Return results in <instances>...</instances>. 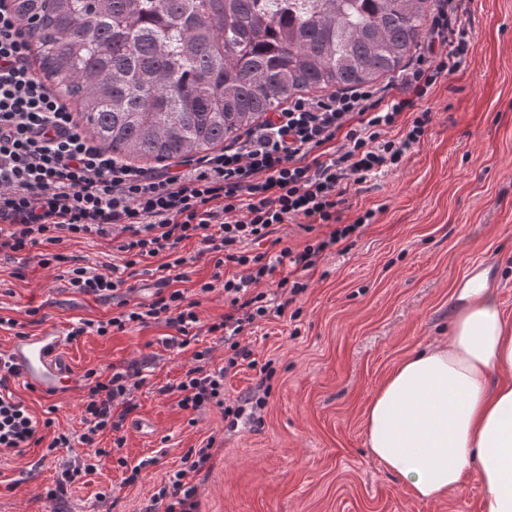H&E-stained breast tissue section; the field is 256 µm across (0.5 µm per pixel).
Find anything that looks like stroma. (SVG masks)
Masks as SVG:
<instances>
[{
	"label": "stroma",
	"instance_id": "35a3bbf8",
	"mask_svg": "<svg viewBox=\"0 0 512 512\" xmlns=\"http://www.w3.org/2000/svg\"><path fill=\"white\" fill-rule=\"evenodd\" d=\"M464 21L474 43L469 65L421 101L432 121L420 144L399 169L348 194L343 223L369 209L372 223L348 249L323 252L313 270L285 261L261 283L272 298L284 278L308 287L285 315L244 336L252 359L224 381L235 414L184 410L176 396L159 392L192 367L195 351L210 349L212 366L221 367L228 350L220 334L173 349L164 340L174 330L159 321L66 341L77 375L132 363L142 370L136 411L99 442L109 448L123 437L126 464L82 474L50 502L60 463L81 461L82 444L2 449L0 512H148L187 451L211 436L212 459L193 478L199 512H479L483 490L474 472L450 495L416 499L370 455L364 427L384 378L410 354L447 341L459 284L473 265H485L512 314V0H470ZM115 309L66 288L57 269L41 266L39 249L0 252V316L26 323L29 333L67 331ZM10 389L37 418L54 408L46 439L57 430L82 433L81 393L45 397L17 379ZM135 466L139 478L126 484Z\"/></svg>",
	"mask_w": 512,
	"mask_h": 512
}]
</instances>
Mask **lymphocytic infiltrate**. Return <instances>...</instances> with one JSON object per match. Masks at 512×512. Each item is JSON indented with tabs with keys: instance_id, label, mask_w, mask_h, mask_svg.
I'll return each instance as SVG.
<instances>
[{
	"instance_id": "obj_1",
	"label": "lymphocytic infiltrate",
	"mask_w": 512,
	"mask_h": 512,
	"mask_svg": "<svg viewBox=\"0 0 512 512\" xmlns=\"http://www.w3.org/2000/svg\"><path fill=\"white\" fill-rule=\"evenodd\" d=\"M466 2L436 0L426 40L389 86L297 98L224 149L146 169L117 162L58 103L30 62L28 27L0 0V250L46 247L43 265L65 266L68 287L98 300L113 299L126 279L153 277L157 291L151 301H120L111 317L79 322L68 338L109 336L161 319L176 331L170 345L182 349L201 330L222 332L232 357L216 369L209 365L208 351L195 352L194 366L174 391L185 410L223 406L225 377L249 355L241 337L288 307L252 290L276 270L259 245L280 243L282 226L297 219L307 232L329 225L328 237L288 257L295 268L308 271L320 253L371 222L375 213L369 210L354 223H342L346 194L372 176L399 169L420 143L431 112L417 110V102L469 63L473 42L463 21ZM439 44L444 52H436ZM406 112L412 118L404 123L400 117ZM93 234L113 241L121 255L108 272L70 264L55 250ZM186 242L196 243L199 254L210 255L214 264L210 281L199 291L222 284L229 309L220 322L203 325L198 301L179 287L187 262L179 248ZM229 265L236 269L230 277ZM16 376L13 365L0 359V449L21 454L38 443L41 426L53 421L37 420L11 392ZM140 384L133 365L105 378L93 369L85 372L80 440L89 452L81 463L63 466L57 494L110 457L97 438L122 428L137 407L134 393ZM211 458L210 446L189 449L184 469L153 494V512H198L196 489L186 478L200 473Z\"/></svg>"
}]
</instances>
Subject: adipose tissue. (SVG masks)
Here are the masks:
<instances>
[{
    "label": "adipose tissue",
    "mask_w": 512,
    "mask_h": 512,
    "mask_svg": "<svg viewBox=\"0 0 512 512\" xmlns=\"http://www.w3.org/2000/svg\"><path fill=\"white\" fill-rule=\"evenodd\" d=\"M460 299L447 343L403 360L370 399L367 444L423 500L477 465L481 512H512V318L493 289Z\"/></svg>",
    "instance_id": "ef3b65f1"
}]
</instances>
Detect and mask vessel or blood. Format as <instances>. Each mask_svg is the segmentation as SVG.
I'll list each match as a JSON object with an SVG mask.
<instances>
[{
  "label": "vessel or blood",
  "instance_id": "1",
  "mask_svg": "<svg viewBox=\"0 0 512 512\" xmlns=\"http://www.w3.org/2000/svg\"><path fill=\"white\" fill-rule=\"evenodd\" d=\"M64 342L57 329L17 338L8 353L22 383L46 397L77 390L79 381L62 352Z\"/></svg>",
  "mask_w": 512,
  "mask_h": 512
}]
</instances>
